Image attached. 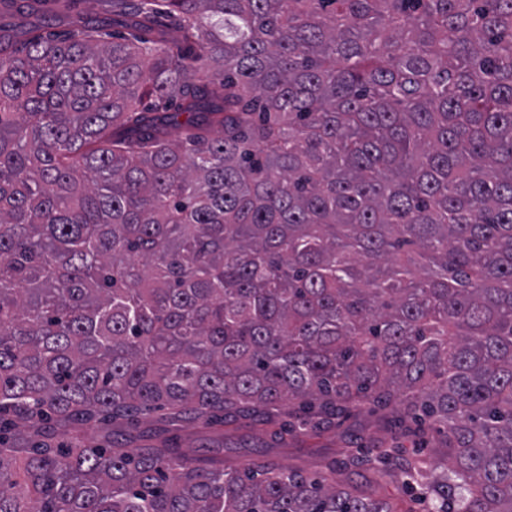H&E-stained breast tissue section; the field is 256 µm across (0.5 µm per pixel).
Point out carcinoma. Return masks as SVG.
Returning <instances> with one entry per match:
<instances>
[{
  "instance_id": "carcinoma-1",
  "label": "carcinoma",
  "mask_w": 512,
  "mask_h": 512,
  "mask_svg": "<svg viewBox=\"0 0 512 512\" xmlns=\"http://www.w3.org/2000/svg\"><path fill=\"white\" fill-rule=\"evenodd\" d=\"M109 4L0 28V512H512V0ZM395 399L432 483L123 429ZM345 477L363 485L364 489L373 492L377 497L403 498L414 512H429L428 510H430L429 501L425 496L414 494V500L410 501L409 497L404 495L396 485L377 483V477L372 471L366 470L365 467H352L345 471V475L340 476V478Z\"/></svg>"
}]
</instances>
